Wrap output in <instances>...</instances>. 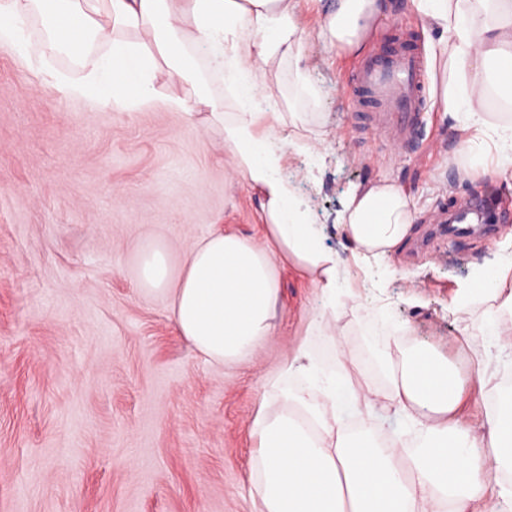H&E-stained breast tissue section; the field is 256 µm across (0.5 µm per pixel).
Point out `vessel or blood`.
Instances as JSON below:
<instances>
[{
	"label": "vessel or blood",
	"instance_id": "b4317fda",
	"mask_svg": "<svg viewBox=\"0 0 512 512\" xmlns=\"http://www.w3.org/2000/svg\"><path fill=\"white\" fill-rule=\"evenodd\" d=\"M356 98L374 103L386 129L407 126L423 107L427 76L420 56L411 49H395L366 60L354 75Z\"/></svg>",
	"mask_w": 512,
	"mask_h": 512
}]
</instances>
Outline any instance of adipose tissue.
<instances>
[{
  "mask_svg": "<svg viewBox=\"0 0 512 512\" xmlns=\"http://www.w3.org/2000/svg\"><path fill=\"white\" fill-rule=\"evenodd\" d=\"M301 0H0V45L26 56L23 26L47 21L43 52L64 51L83 76L56 79V89L103 108L135 112L157 103L220 127L229 174L260 194V235L215 230L186 253L173 272L167 250L141 249L140 282L159 295L176 329L206 362L249 363L277 330L282 265L299 270L320 307L305 336L266 377L251 424L256 441L255 512H512V391L499 369H482V394L498 403L465 424L454 414L461 391L444 364L415 348L402 359L378 346L385 387L359 382L343 343V298L356 297L335 252L324 243L308 206L283 176L288 161L318 151L319 134L305 113L268 112L281 94L278 74L298 66L309 45L300 35ZM416 13L445 34L434 65L466 64L470 82L442 83L440 111L463 118L480 146L512 153V125L484 117L492 77L512 100V0H410ZM385 0H331L318 38L360 52L369 20ZM203 56L223 77L235 103L205 89L194 68ZM340 230L359 258L383 256L411 233L416 214L406 193L381 181L353 191ZM475 290L493 311L512 312V261L482 272ZM336 345V365L317 364L312 343ZM408 420L418 442L385 435L390 413Z\"/></svg>",
  "mask_w": 512,
  "mask_h": 512,
  "instance_id": "obj_1",
  "label": "adipose tissue"
}]
</instances>
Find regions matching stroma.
Segmentation results:
<instances>
[{
	"instance_id": "obj_1",
	"label": "stroma",
	"mask_w": 512,
	"mask_h": 512,
	"mask_svg": "<svg viewBox=\"0 0 512 512\" xmlns=\"http://www.w3.org/2000/svg\"><path fill=\"white\" fill-rule=\"evenodd\" d=\"M371 26L368 50L398 40L428 58L441 33L408 6ZM323 0L299 14L311 88L279 80L306 113L325 156L291 161L285 175L358 286L346 304V348L360 379L384 386L363 324L386 318L455 369L472 422L484 336L460 333L484 303L463 296L480 270L512 258V169L495 158L472 173L460 121L426 100L400 139L355 111L352 78L364 57L316 41ZM45 72L0 45V512H254L251 421L263 378L291 354L319 305L296 270L282 272L275 336L253 361L206 363L178 335L160 296L140 284V249L163 245L172 268L215 226L252 237L258 202L225 173L224 144L204 116L157 105L99 109L56 91L51 74L79 77L71 57ZM380 181L402 186L417 213L398 249L359 262L338 218L348 194ZM472 197L492 201L493 233L450 239L437 224Z\"/></svg>"
}]
</instances>
